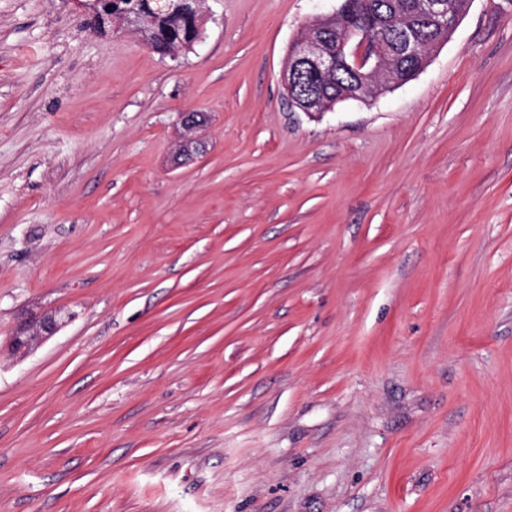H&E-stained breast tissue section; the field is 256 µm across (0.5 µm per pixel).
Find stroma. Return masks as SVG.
I'll use <instances>...</instances> for the list:
<instances>
[{
	"label": "stroma",
	"mask_w": 512,
	"mask_h": 512,
	"mask_svg": "<svg viewBox=\"0 0 512 512\" xmlns=\"http://www.w3.org/2000/svg\"><path fill=\"white\" fill-rule=\"evenodd\" d=\"M87 2L0 0V512H512V0L318 118L281 73L340 0L167 56ZM180 122L183 129V141L175 157L176 165L180 164L178 161L179 157H188L193 152H197L199 150L198 146L200 144L196 133L197 130L203 126L202 119L196 116L194 112L181 113ZM61 319L56 313L46 314L38 320L30 322L25 326L20 335L14 336L13 346L20 353H24L32 338H49L54 336L61 327ZM30 331H32L30 333Z\"/></svg>",
	"instance_id": "1"
}]
</instances>
